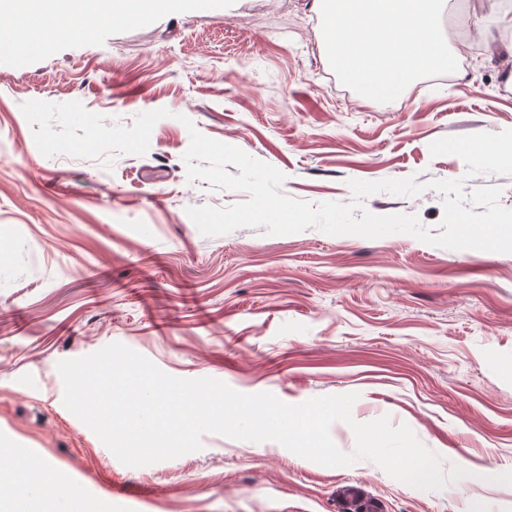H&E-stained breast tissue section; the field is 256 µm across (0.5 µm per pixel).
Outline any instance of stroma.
<instances>
[{"label": "stroma", "mask_w": 512, "mask_h": 512, "mask_svg": "<svg viewBox=\"0 0 512 512\" xmlns=\"http://www.w3.org/2000/svg\"><path fill=\"white\" fill-rule=\"evenodd\" d=\"M309 0H207L143 22L102 24L38 52L0 51V457L23 450L60 481L31 491L54 512H512V253L453 250L408 234L316 229L204 236L188 208L247 200L189 180L186 122L265 161L284 194L349 202L353 180L416 176L415 197L378 193L376 215L439 234L433 180L465 178L445 136L512 129L485 0H449L453 41L479 51L464 77L420 79L367 101L332 71ZM81 102L108 123L170 115L145 154L112 167L45 157L20 105ZM119 342L184 379L214 378L298 404L354 393L352 415L408 425L465 477L439 491L361 460L327 467L278 442L203 436L200 451L122 464L63 404L57 364Z\"/></svg>", "instance_id": "35a3bbf8"}]
</instances>
